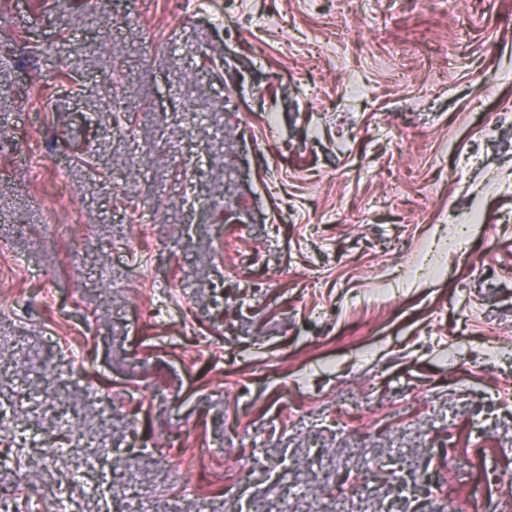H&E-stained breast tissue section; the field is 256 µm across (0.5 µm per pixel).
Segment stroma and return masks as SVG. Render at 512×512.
Here are the masks:
<instances>
[{"mask_svg": "<svg viewBox=\"0 0 512 512\" xmlns=\"http://www.w3.org/2000/svg\"><path fill=\"white\" fill-rule=\"evenodd\" d=\"M0 208L15 512H512V0H0Z\"/></svg>", "mask_w": 512, "mask_h": 512, "instance_id": "stroma-1", "label": "stroma"}]
</instances>
